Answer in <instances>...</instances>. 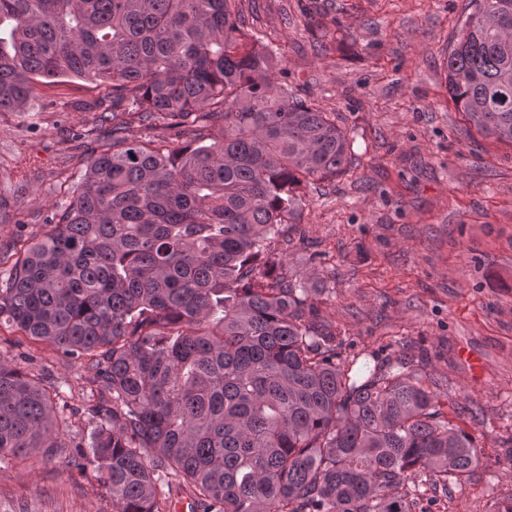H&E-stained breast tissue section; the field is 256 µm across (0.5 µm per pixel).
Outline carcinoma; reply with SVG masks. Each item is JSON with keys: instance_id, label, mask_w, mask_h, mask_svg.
I'll return each mask as SVG.
<instances>
[{"instance_id": "cac0c4a2", "label": "carcinoma", "mask_w": 512, "mask_h": 512, "mask_svg": "<svg viewBox=\"0 0 512 512\" xmlns=\"http://www.w3.org/2000/svg\"><path fill=\"white\" fill-rule=\"evenodd\" d=\"M240 0H0V112L39 79L112 108L47 231L0 250V321L79 364L71 408L0 354V465L91 468L112 512H415L480 464L402 358H342L308 289L279 272L298 191L350 143L238 25ZM448 94L512 144V0H470ZM127 114L170 135L126 136Z\"/></svg>"}]
</instances>
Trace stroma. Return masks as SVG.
Segmentation results:
<instances>
[{
	"instance_id": "stroma-1",
	"label": "stroma",
	"mask_w": 512,
	"mask_h": 512,
	"mask_svg": "<svg viewBox=\"0 0 512 512\" xmlns=\"http://www.w3.org/2000/svg\"><path fill=\"white\" fill-rule=\"evenodd\" d=\"M243 30L276 52L292 93L313 95L351 141L333 180L299 192L302 278L344 358L422 363L473 434L481 465L437 488L425 512H493L512 494V146L481 134L448 95L446 59L469 0H245ZM78 79L45 80L25 111L0 112V247L45 231L58 186L84 169L95 135ZM0 353L81 405L77 364L8 324ZM0 512H112L94 470L63 456L0 468Z\"/></svg>"
}]
</instances>
